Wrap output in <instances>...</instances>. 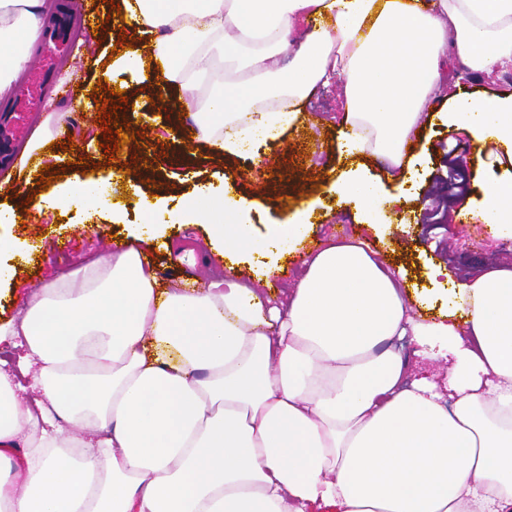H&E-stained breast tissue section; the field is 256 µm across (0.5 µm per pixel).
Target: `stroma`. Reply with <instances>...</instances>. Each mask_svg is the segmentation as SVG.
Segmentation results:
<instances>
[{"mask_svg": "<svg viewBox=\"0 0 512 512\" xmlns=\"http://www.w3.org/2000/svg\"><path fill=\"white\" fill-rule=\"evenodd\" d=\"M57 11L66 15L54 37L44 39L35 50L31 66H48L45 100L69 111L68 124L71 148L51 146L56 165L66 179L84 178L98 164L110 161L111 155L99 140L83 135L86 112L68 98L70 85L64 84V71L74 52H81L83 61L76 77L93 71L102 50L141 44L140 35L120 31L100 33L97 40L85 41L86 20L94 14L112 9L109 0H55ZM342 84L334 82L317 90L302 106L306 118L287 130L279 139L255 145L265 177H257L252 158L228 156L217 158L210 148L195 137L191 117L177 114L150 124L142 111L149 106L147 93L136 90L126 104L121 118L132 136L120 147L121 155L150 150L159 163L149 173L132 170V188H116L114 200L122 210L120 221L109 216L85 218L72 208L61 209L48 218H32L27 225H14V236L29 241L43 234L46 223L63 220L67 228L61 235L62 248L46 246L34 254L30 266L19 273L18 285L12 286L11 297L5 300V315H16L26 294L45 283L58 269L79 268L89 252L106 256L108 246L125 238L128 225L137 223L144 202L176 205L191 194L198 184L211 185L216 193L231 192L241 203L255 235L268 233L271 226L294 218L297 212L314 209L316 221L313 240L336 235H358L372 250L389 263L401 267L409 277L426 283L432 267L457 280L464 279L483 267L512 265V237L494 239L488 227L476 216L481 206V182L489 178L512 179V162L506 149L494 141L475 149L471 135L445 124H426L418 131L415 164L404 180L387 182L388 197H405L402 208L396 209V223L368 226L363 224L352 202L330 193V186L344 176L346 166L336 152L338 131L344 114L340 110ZM457 158L464 180V196L456 199L448 193L446 181L449 158ZM420 212L419 223L403 224L399 218L405 211ZM468 211V223H458L456 214ZM170 245L166 251H149L162 281L210 280L223 275L224 263L212 254L207 224H171L165 229Z\"/></svg>", "mask_w": 512, "mask_h": 512, "instance_id": "obj_1", "label": "stroma"}]
</instances>
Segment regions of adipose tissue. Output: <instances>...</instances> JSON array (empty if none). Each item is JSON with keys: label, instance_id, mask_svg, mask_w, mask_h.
I'll return each mask as SVG.
<instances>
[{"label": "adipose tissue", "instance_id": "1", "mask_svg": "<svg viewBox=\"0 0 512 512\" xmlns=\"http://www.w3.org/2000/svg\"><path fill=\"white\" fill-rule=\"evenodd\" d=\"M48 11L0 0V97ZM120 14L146 44L114 54L103 80L177 90L219 156L277 139L337 78L343 156L408 169L442 68L512 66V0H121ZM436 117L512 147V93L460 89ZM66 132L65 113H47L20 172ZM125 176L59 182L36 211L116 214L110 183ZM336 191L386 223L380 181L358 170ZM481 191V222L512 236V182ZM313 218L257 237L235 198L202 185L145 205L111 259L34 289L0 324V344L25 351L12 372L0 358V512H512V268L427 288L357 237L308 247ZM169 224L219 225L226 267L249 257L252 280L161 283L142 245ZM273 254L298 267L278 301ZM404 338L444 361L441 380L409 377Z\"/></svg>", "mask_w": 512, "mask_h": 512}]
</instances>
